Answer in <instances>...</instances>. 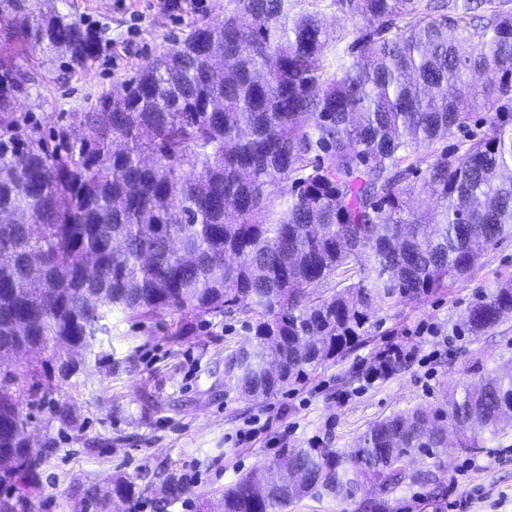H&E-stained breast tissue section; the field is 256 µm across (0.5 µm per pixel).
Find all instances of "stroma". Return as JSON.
Wrapping results in <instances>:
<instances>
[{"instance_id": "1", "label": "stroma", "mask_w": 512, "mask_h": 512, "mask_svg": "<svg viewBox=\"0 0 512 512\" xmlns=\"http://www.w3.org/2000/svg\"><path fill=\"white\" fill-rule=\"evenodd\" d=\"M30 2L45 12L72 13L102 36L100 53L81 69L60 57L21 59V67L35 69L40 85L20 109L44 129L69 124L71 113L92 111L116 83L134 79L146 61L182 39L193 19L224 14V0L179 11L168 9L165 0ZM501 277L512 278V238L483 250L468 279L449 290L420 303L384 307L371 319L369 343L266 399L224 391V356L248 334L242 316L196 324L175 344L164 323L114 315L107 357L57 395L70 406L71 423L61 425L44 408L35 412V445L46 462L30 512H115L85 492L110 488L119 479L135 483L136 500L147 512H208L221 503L225 486L279 450L320 446L350 453L374 422L433 403L465 380L474 353L512 357V321L476 338L453 329ZM395 344L411 350L412 359L368 380L378 353ZM256 416L269 418L271 428L236 444L235 432ZM411 467L432 470L439 493L405 484L385 496L367 487V497L381 499L384 512H512V447L491 442L471 453L451 447L437 459L416 458ZM160 470L198 477L164 511L147 488Z\"/></svg>"}]
</instances>
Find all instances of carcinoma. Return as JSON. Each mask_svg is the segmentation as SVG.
<instances>
[{"label":"carcinoma","instance_id":"cac0c4a2","mask_svg":"<svg viewBox=\"0 0 512 512\" xmlns=\"http://www.w3.org/2000/svg\"><path fill=\"white\" fill-rule=\"evenodd\" d=\"M227 0L193 21L135 79L53 132L18 111L33 51L75 68L101 50L70 13L0 0V512H29L43 454L21 397L49 406L112 335V315L170 317L175 342L239 314L250 337L224 357V392L275 394L368 338L381 307L423 301L466 278L479 247L512 237V0ZM346 43L335 62L330 44ZM485 113L487 130L448 138ZM427 154H419L420 149ZM335 282L320 296L319 283ZM512 320V279L458 325L481 336ZM427 406L381 419L349 454L290 448L224 488V512H282L309 495L359 502L367 482L439 487L406 460L473 452L512 434V369L484 368ZM164 507L186 484L158 473ZM87 498L135 496L119 480Z\"/></svg>","mask_w":512,"mask_h":512}]
</instances>
